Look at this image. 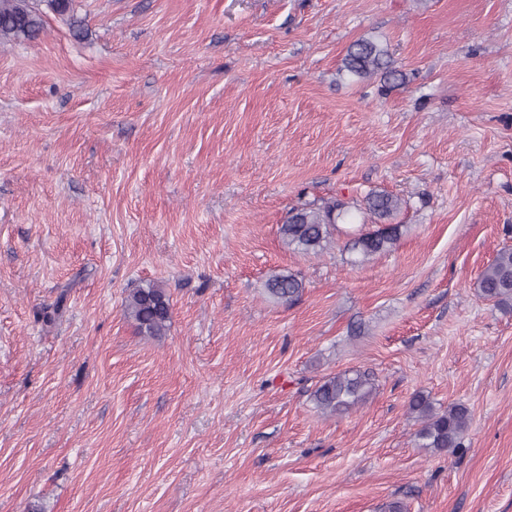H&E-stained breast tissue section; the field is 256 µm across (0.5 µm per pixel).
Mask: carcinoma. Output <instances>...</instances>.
<instances>
[{"mask_svg":"<svg viewBox=\"0 0 512 512\" xmlns=\"http://www.w3.org/2000/svg\"><path fill=\"white\" fill-rule=\"evenodd\" d=\"M39 0H0V41L33 40L44 30ZM342 70L363 80L380 77L383 82L401 85L406 74L393 66L387 50L370 38L354 41L342 60ZM402 209V200L386 191H372L358 204V210L386 227L361 233L351 240V251L365 260L392 248L400 235V225L391 224ZM349 215L348 205L336 199L305 203L288 211L279 227L283 243L303 254H318L325 249L331 228ZM269 296L291 303L304 290L301 278L294 274L274 273L265 284ZM476 288L479 295L497 306H512V247H504L481 271ZM172 305L167 292L157 285L136 288L124 301V313L136 323L143 336L165 335ZM375 389L373 374L367 370H348L325 378L311 393L315 407L326 415L343 414L365 402ZM409 410L420 424L416 432L422 447L450 450L463 447L470 424L467 407L456 404L438 412L427 397L414 394Z\"/></svg>","mask_w":512,"mask_h":512,"instance_id":"carcinoma-1","label":"carcinoma"}]
</instances>
